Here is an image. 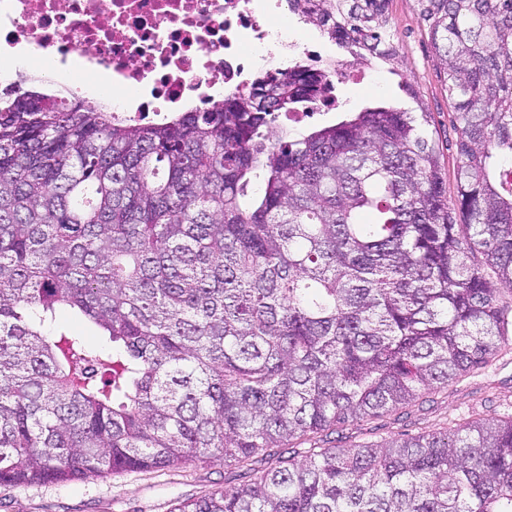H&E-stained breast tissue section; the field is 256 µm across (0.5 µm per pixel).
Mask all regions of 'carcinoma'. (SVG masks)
I'll list each match as a JSON object with an SVG mask.
<instances>
[{
    "mask_svg": "<svg viewBox=\"0 0 512 512\" xmlns=\"http://www.w3.org/2000/svg\"><path fill=\"white\" fill-rule=\"evenodd\" d=\"M386 3L309 17L389 61ZM418 3L458 123L451 200L425 112L275 131L331 67L146 123L0 89V486L260 457L173 512H512V419L289 453L486 367L512 324V0Z\"/></svg>",
    "mask_w": 512,
    "mask_h": 512,
    "instance_id": "cac0c4a2",
    "label": "carcinoma"
}]
</instances>
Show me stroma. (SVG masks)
I'll return each instance as SVG.
<instances>
[{
	"label": "stroma",
	"mask_w": 512,
	"mask_h": 512,
	"mask_svg": "<svg viewBox=\"0 0 512 512\" xmlns=\"http://www.w3.org/2000/svg\"><path fill=\"white\" fill-rule=\"evenodd\" d=\"M386 14L396 49L393 61L373 60L365 74L341 72L339 105L315 119L321 127L345 113L385 103L429 112L426 127L440 153L448 185H455L458 131L448 100L443 68L417 0H388ZM512 416V345L485 369L449 382L446 388L402 410L333 433L337 444L356 446L440 431L467 420L499 421ZM236 468L182 465L160 471L124 472L107 477L25 487H0V512H170L175 502L195 500L242 484Z\"/></svg>",
	"instance_id": "35a3bbf8"
}]
</instances>
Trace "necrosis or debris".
Segmentation results:
<instances>
[{"label":"necrosis or debris","instance_id":"obj_1","mask_svg":"<svg viewBox=\"0 0 512 512\" xmlns=\"http://www.w3.org/2000/svg\"><path fill=\"white\" fill-rule=\"evenodd\" d=\"M306 0H0V81L36 77L96 105L108 80L115 115L160 120L187 106L209 109L258 70L283 69L288 53L321 59L283 23Z\"/></svg>","mask_w":512,"mask_h":512}]
</instances>
